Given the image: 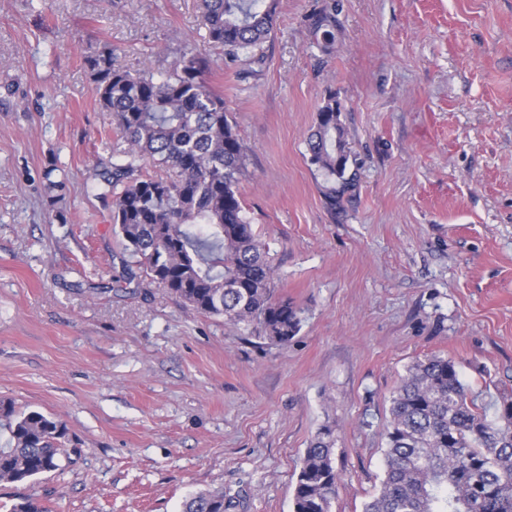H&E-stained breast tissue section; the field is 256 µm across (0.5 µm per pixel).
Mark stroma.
I'll list each match as a JSON object with an SVG mask.
<instances>
[{
    "label": "stroma",
    "instance_id": "obj_1",
    "mask_svg": "<svg viewBox=\"0 0 512 512\" xmlns=\"http://www.w3.org/2000/svg\"><path fill=\"white\" fill-rule=\"evenodd\" d=\"M336 48L276 0L235 64L196 0H0V400L63 421L58 470L0 483V512H293L310 439L336 436L333 512L380 488L389 398L409 365L455 360L479 402L512 391V0H337ZM247 148L244 215L276 296L303 310L281 346L128 277L91 183L117 137L86 64L169 70L185 46ZM359 164L326 208L306 139L329 96ZM231 506L222 491H204L191 495L183 504V512H226Z\"/></svg>",
    "mask_w": 512,
    "mask_h": 512
}]
</instances>
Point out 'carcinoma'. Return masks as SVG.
<instances>
[{
  "label": "carcinoma",
  "instance_id": "carcinoma-1",
  "mask_svg": "<svg viewBox=\"0 0 512 512\" xmlns=\"http://www.w3.org/2000/svg\"><path fill=\"white\" fill-rule=\"evenodd\" d=\"M211 47L233 61L269 39L271 0H199ZM311 34L329 52L336 42V0L311 16ZM99 102L125 148L101 173L112 193L110 220L124 251L151 281L190 309L252 326L286 345L302 310L273 297L269 252L243 214L239 183L247 148L224 108V93L205 79L208 61L186 47L171 70L131 72L112 51L86 59ZM309 162L325 176L328 210L344 213L358 187L357 160L336 114L320 107ZM149 159L170 171L161 177ZM0 483H22L60 468L65 424L0 401ZM383 478L363 512H512V393L476 403L456 363L430 356L412 363L390 398L383 426ZM333 430L309 442L297 474L293 512H332L338 486ZM222 491L191 495L183 512H227Z\"/></svg>",
  "mask_w": 512,
  "mask_h": 512
}]
</instances>
